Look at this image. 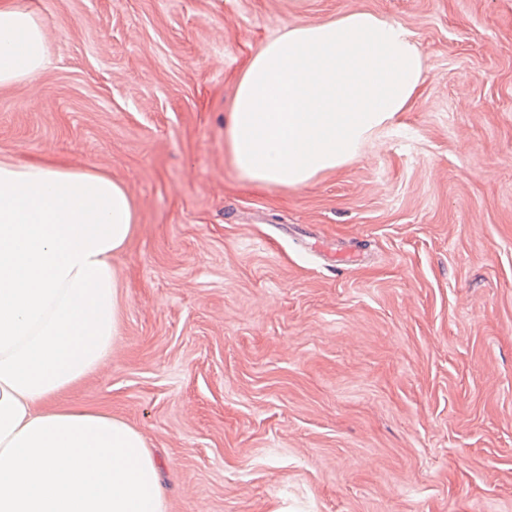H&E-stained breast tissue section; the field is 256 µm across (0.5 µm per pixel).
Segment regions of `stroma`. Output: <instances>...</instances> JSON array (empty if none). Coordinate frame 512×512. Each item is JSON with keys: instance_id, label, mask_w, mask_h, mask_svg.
<instances>
[{"instance_id": "stroma-1", "label": "stroma", "mask_w": 512, "mask_h": 512, "mask_svg": "<svg viewBox=\"0 0 512 512\" xmlns=\"http://www.w3.org/2000/svg\"><path fill=\"white\" fill-rule=\"evenodd\" d=\"M52 62L0 160L138 206L122 332L64 393L139 430L169 512H512V0H26ZM413 32L412 108L309 186L243 178L235 85L284 27Z\"/></svg>"}]
</instances>
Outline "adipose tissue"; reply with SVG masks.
Wrapping results in <instances>:
<instances>
[{
    "label": "adipose tissue",
    "instance_id": "1",
    "mask_svg": "<svg viewBox=\"0 0 512 512\" xmlns=\"http://www.w3.org/2000/svg\"><path fill=\"white\" fill-rule=\"evenodd\" d=\"M49 61L42 18L26 0H0V86ZM425 69L412 32L370 11L288 26L235 86L230 158L250 181L304 187L408 111ZM137 221L109 175L0 160V512H168L141 432L56 402L121 333L112 258Z\"/></svg>",
    "mask_w": 512,
    "mask_h": 512
}]
</instances>
